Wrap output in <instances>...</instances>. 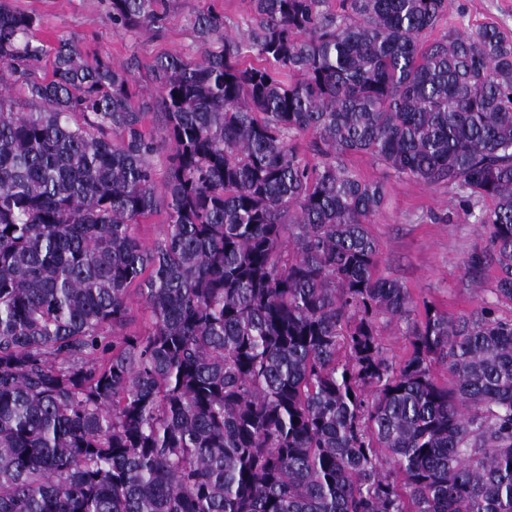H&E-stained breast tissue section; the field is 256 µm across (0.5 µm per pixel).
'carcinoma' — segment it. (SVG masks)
<instances>
[{"label": "carcinoma", "mask_w": 512, "mask_h": 512, "mask_svg": "<svg viewBox=\"0 0 512 512\" xmlns=\"http://www.w3.org/2000/svg\"><path fill=\"white\" fill-rule=\"evenodd\" d=\"M250 6L143 65L149 127L129 67L0 0V512H512V317L380 276L385 185L346 164L448 189L512 302V41L437 31L447 0ZM404 325L399 328L390 326L382 333V342L388 355L401 360L408 353L409 343L407 336L403 335Z\"/></svg>", "instance_id": "1"}]
</instances>
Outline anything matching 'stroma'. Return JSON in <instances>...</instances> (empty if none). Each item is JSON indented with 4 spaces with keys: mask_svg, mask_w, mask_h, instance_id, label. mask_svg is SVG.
Listing matches in <instances>:
<instances>
[{
    "mask_svg": "<svg viewBox=\"0 0 512 512\" xmlns=\"http://www.w3.org/2000/svg\"><path fill=\"white\" fill-rule=\"evenodd\" d=\"M209 1L223 13L226 29L237 40H245L249 0H168L161 27L127 34L113 29L108 0L10 3L16 10L39 17L38 36L46 43L73 33L82 37L87 53H100L124 65H141L168 53L197 57L200 42L191 18ZM447 24L461 31L493 24L512 39V0H448ZM349 165L363 179L381 180L387 187V204L371 226L379 249V275L397 280L415 299L431 301L453 315L491 299L494 269L475 276L465 271L464 262L481 237L478 225L466 216L457 198L445 188L386 172L364 155L351 156Z\"/></svg>",
    "mask_w": 512,
    "mask_h": 512,
    "instance_id": "1",
    "label": "stroma"
}]
</instances>
